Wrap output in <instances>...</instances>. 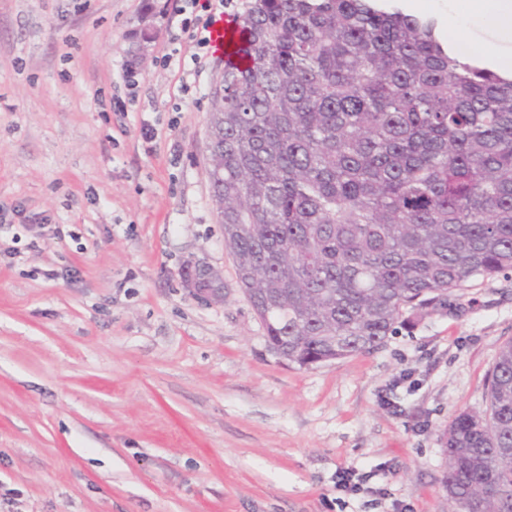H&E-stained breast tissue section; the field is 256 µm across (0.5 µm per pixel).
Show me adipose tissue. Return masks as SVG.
Masks as SVG:
<instances>
[{"label":"adipose tissue","instance_id":"adipose-tissue-1","mask_svg":"<svg viewBox=\"0 0 512 512\" xmlns=\"http://www.w3.org/2000/svg\"><path fill=\"white\" fill-rule=\"evenodd\" d=\"M484 21L495 26L502 38L512 39V0H460L448 8V34L463 51L483 60L511 66L512 57L504 55L497 43L473 44L470 27Z\"/></svg>","mask_w":512,"mask_h":512}]
</instances>
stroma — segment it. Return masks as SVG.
<instances>
[{"mask_svg":"<svg viewBox=\"0 0 512 512\" xmlns=\"http://www.w3.org/2000/svg\"><path fill=\"white\" fill-rule=\"evenodd\" d=\"M184 4L0 0V512H463L438 436L487 410L512 273L371 352L271 353L205 174L224 57ZM171 51L203 57L189 93ZM183 288L194 298L208 304L224 301V274L199 259L184 261L179 270Z\"/></svg>","mask_w":512,"mask_h":512,"instance_id":"stroma-1","label":"stroma"}]
</instances>
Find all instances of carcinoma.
I'll use <instances>...</instances> for the list:
<instances>
[{
	"mask_svg": "<svg viewBox=\"0 0 512 512\" xmlns=\"http://www.w3.org/2000/svg\"><path fill=\"white\" fill-rule=\"evenodd\" d=\"M398 0H245L211 113L224 248L267 342L307 368L512 270V74ZM489 415L440 436L464 512H512V342Z\"/></svg>",
	"mask_w": 512,
	"mask_h": 512,
	"instance_id": "obj_1",
	"label": "carcinoma"
}]
</instances>
